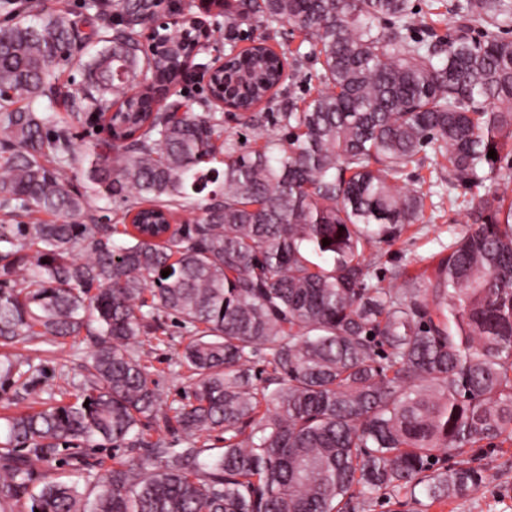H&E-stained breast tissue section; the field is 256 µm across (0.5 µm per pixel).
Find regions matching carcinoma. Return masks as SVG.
<instances>
[{
	"instance_id": "1",
	"label": "carcinoma",
	"mask_w": 512,
	"mask_h": 512,
	"mask_svg": "<svg viewBox=\"0 0 512 512\" xmlns=\"http://www.w3.org/2000/svg\"><path fill=\"white\" fill-rule=\"evenodd\" d=\"M154 7L90 0L91 18H41L38 0H0L32 16L0 27V347L97 336L74 401L5 418L0 495L26 512H348L380 493L480 489L476 451L512 446V0H452L446 42L410 0H224V99L250 149L224 136L214 91L183 90L186 52L140 54ZM283 21L313 40L322 88L264 114L284 58L250 32ZM57 59L85 72L86 110L118 108L112 137L84 153L55 119L75 100ZM441 160L471 223L419 271L392 268L403 287L388 288L377 247L423 222L433 196L423 177L399 182ZM92 192L123 198L114 223ZM201 200V217L145 237ZM162 313L192 335L178 406L136 351ZM0 380L54 397L27 358L0 360ZM213 432L224 447H207ZM64 446L127 457L99 476L72 457L95 476L86 502L51 472Z\"/></svg>"
}]
</instances>
